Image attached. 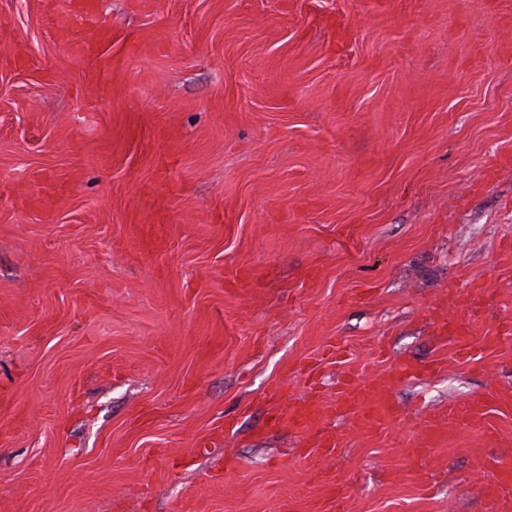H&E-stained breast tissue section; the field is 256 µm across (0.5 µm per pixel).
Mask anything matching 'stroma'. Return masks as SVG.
Returning <instances> with one entry per match:
<instances>
[{
  "label": "stroma",
  "mask_w": 512,
  "mask_h": 512,
  "mask_svg": "<svg viewBox=\"0 0 512 512\" xmlns=\"http://www.w3.org/2000/svg\"><path fill=\"white\" fill-rule=\"evenodd\" d=\"M51 3L0 0V512H491L512 0H98L92 58ZM452 288L489 301L444 344ZM403 359L406 425L270 423ZM512 408L511 391L491 392L474 397L467 409V418L473 424L480 423L490 408ZM449 429L447 423L428 422L412 435L407 452L416 459L432 458Z\"/></svg>",
  "instance_id": "stroma-1"
}]
</instances>
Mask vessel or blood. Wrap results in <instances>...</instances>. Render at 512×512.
<instances>
[{"instance_id": "vessel-or-blood-1", "label": "vessel or blood", "mask_w": 512, "mask_h": 512, "mask_svg": "<svg viewBox=\"0 0 512 512\" xmlns=\"http://www.w3.org/2000/svg\"><path fill=\"white\" fill-rule=\"evenodd\" d=\"M432 372V366L400 361L366 381L337 382L335 396L328 405H321L316 399L302 400L277 410L272 414L271 422L273 426L287 427L301 434L324 425L317 448L329 454L339 446L338 433L327 426L329 419H353L356 429L362 433L389 428L406 418L393 397L395 387L408 378L427 376ZM493 407L512 408V393L500 391L474 397L468 405L467 418L471 423H480ZM448 430L444 423L425 424L411 438L410 455L416 459L433 457ZM484 493L492 501L494 512H512L511 456L492 460Z\"/></svg>"}]
</instances>
